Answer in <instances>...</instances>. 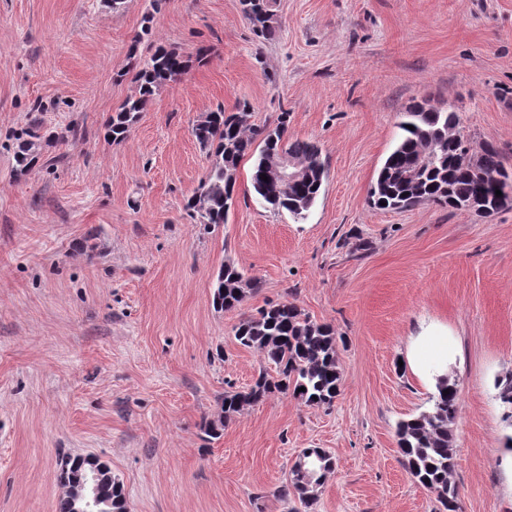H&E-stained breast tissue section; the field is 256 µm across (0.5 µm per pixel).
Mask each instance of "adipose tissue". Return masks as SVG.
Listing matches in <instances>:
<instances>
[{
  "instance_id": "ef3b65f1",
  "label": "adipose tissue",
  "mask_w": 512,
  "mask_h": 512,
  "mask_svg": "<svg viewBox=\"0 0 512 512\" xmlns=\"http://www.w3.org/2000/svg\"><path fill=\"white\" fill-rule=\"evenodd\" d=\"M458 349L452 336L431 325L410 337L404 368L422 384L433 387L455 367Z\"/></svg>"
}]
</instances>
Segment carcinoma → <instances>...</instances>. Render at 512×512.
Wrapping results in <instances>:
<instances>
[{"label":"carcinoma","mask_w":512,"mask_h":512,"mask_svg":"<svg viewBox=\"0 0 512 512\" xmlns=\"http://www.w3.org/2000/svg\"><path fill=\"white\" fill-rule=\"evenodd\" d=\"M273 0H243L244 14L258 37L269 38ZM187 61L176 51L158 47L135 72L138 94L126 99L112 116L109 135L120 145L129 137L138 114L150 103L160 87L181 79ZM249 106L237 112L218 109L208 112L195 125L197 142L209 150L206 177L187 202L186 208L207 228L226 223L234 204V187L238 166L246 157L253 159L251 184L256 195L275 209H285L297 218H305L323 186L325 162L321 149L314 143L288 135V113L278 116L272 125L249 124ZM453 108L439 109L424 102L413 103L402 112V134L384 159L370 193V203L401 210L430 203L450 211L464 212L469 204L483 202L499 211L512 204V197H498L481 174L496 175L512 184V172L504 165L501 153L491 140L463 141L452 129L459 123ZM43 135L30 130L20 141L16 155L19 172L33 161ZM286 156L299 165L303 178L286 187L261 178ZM432 161L422 167L416 178L408 180L406 170L422 158ZM260 281L247 277L232 263L219 269L212 292V304L220 311L239 307L248 293L258 290ZM234 338L245 348L259 351L274 365L275 374H259L252 386L243 391L224 392L219 402L218 418L204 423L211 439L222 436L224 425L246 407L263 402L276 393L291 395L308 406L329 407L339 395L342 375L336 357V337L332 328L310 319L298 305L288 300L269 302L257 314L242 319L235 327ZM449 394H444V391ZM428 410L397 425L398 447L412 478L433 491L442 512H458L459 488L450 476L456 467L452 426L459 411L457 386L440 383L431 396ZM335 461L322 448H306L292 467L290 478L278 493L286 498L298 496L309 507L315 500L314 490L333 472ZM59 480L73 490L58 499L56 512H77L91 502L92 512H126L123 488L104 462L93 470L82 456L64 461Z\"/></svg>","instance_id":"cac0c4a2"}]
</instances>
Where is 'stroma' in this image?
Returning <instances> with one entry per match:
<instances>
[{
    "label": "stroma",
    "instance_id": "1",
    "mask_svg": "<svg viewBox=\"0 0 512 512\" xmlns=\"http://www.w3.org/2000/svg\"><path fill=\"white\" fill-rule=\"evenodd\" d=\"M257 38L241 0H0V512H55L66 457H94L127 512H438L397 445L432 391L399 361L421 327L460 350L454 424L461 512H512V436L496 382L512 376V208L370 205L409 104L458 107L512 168V0H275ZM165 46L190 59L120 146L109 120ZM251 107L288 115L326 160L295 219L262 203L241 161L226 224L186 208L205 177L194 125ZM50 136L17 173L22 131ZM233 263L260 288L212 306ZM294 301L331 325L343 378L331 407L278 394L211 440L225 389L269 364L241 319ZM336 467L304 507L277 491L298 454Z\"/></svg>",
    "mask_w": 512,
    "mask_h": 512
}]
</instances>
